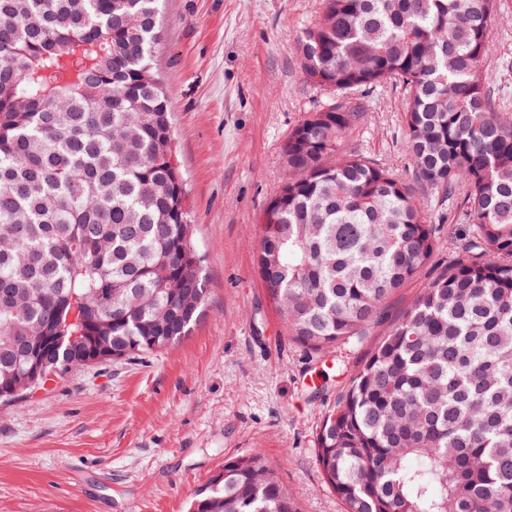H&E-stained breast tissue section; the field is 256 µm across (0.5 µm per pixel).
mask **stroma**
Returning a JSON list of instances; mask_svg holds the SVG:
<instances>
[{
    "label": "stroma",
    "instance_id": "35a3bbf8",
    "mask_svg": "<svg viewBox=\"0 0 512 512\" xmlns=\"http://www.w3.org/2000/svg\"><path fill=\"white\" fill-rule=\"evenodd\" d=\"M320 0H163L155 48L188 183L209 300L190 336L140 358L77 370L0 406V512H188L228 459L262 452L300 512H344L315 438L365 346L315 354L288 336L255 265L261 214L288 177L282 148L327 99L293 45ZM485 69L512 116V0H500ZM345 147L404 180V97L369 93ZM416 195L445 224L438 251L389 301L398 316L459 257V199Z\"/></svg>",
    "mask_w": 512,
    "mask_h": 512
}]
</instances>
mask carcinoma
I'll return each instance as SVG.
<instances>
[{"label":"carcinoma","instance_id":"carcinoma-1","mask_svg":"<svg viewBox=\"0 0 512 512\" xmlns=\"http://www.w3.org/2000/svg\"><path fill=\"white\" fill-rule=\"evenodd\" d=\"M162 0H0V405L71 371L144 357L207 302L169 98ZM499 0H322L294 51L338 94L406 91L415 181L465 185L462 257L353 371L315 440L347 512H512V120L486 86ZM366 108L294 127L255 263L289 336L363 344L440 246L398 175L344 149ZM191 512H298L259 452Z\"/></svg>","mask_w":512,"mask_h":512}]
</instances>
